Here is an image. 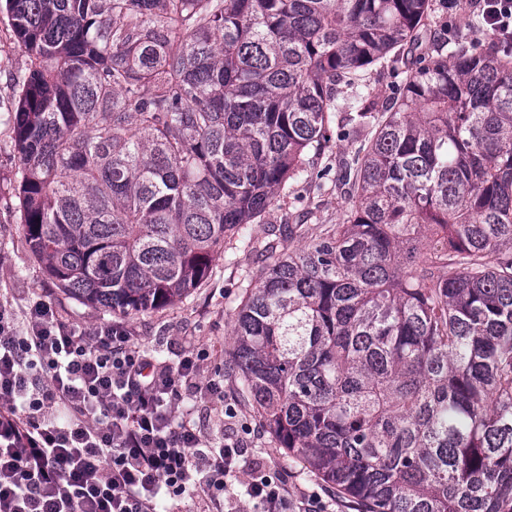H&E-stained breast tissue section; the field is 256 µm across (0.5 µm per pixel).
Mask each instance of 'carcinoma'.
<instances>
[{"instance_id":"obj_1","label":"carcinoma","mask_w":512,"mask_h":512,"mask_svg":"<svg viewBox=\"0 0 512 512\" xmlns=\"http://www.w3.org/2000/svg\"><path fill=\"white\" fill-rule=\"evenodd\" d=\"M6 9L16 209L60 288L168 307L291 198L240 278L241 400L361 512H512V53L433 0ZM299 182L343 221L305 235ZM464 3L461 11L457 14L448 15V25L456 35L467 40H480L485 38L488 34L481 30L479 27L473 25L475 14L470 9L471 1Z\"/></svg>"}]
</instances>
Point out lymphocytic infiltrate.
<instances>
[{"instance_id":"obj_1","label":"lymphocytic infiltrate","mask_w":512,"mask_h":512,"mask_svg":"<svg viewBox=\"0 0 512 512\" xmlns=\"http://www.w3.org/2000/svg\"><path fill=\"white\" fill-rule=\"evenodd\" d=\"M202 351L157 360L115 321L85 329L44 299L0 304V512H187L230 495L254 512H321L297 498L243 437L212 446L187 398L223 400Z\"/></svg>"}]
</instances>
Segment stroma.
I'll return each mask as SVG.
<instances>
[{
    "instance_id": "35a3bbf8",
    "label": "stroma",
    "mask_w": 512,
    "mask_h": 512,
    "mask_svg": "<svg viewBox=\"0 0 512 512\" xmlns=\"http://www.w3.org/2000/svg\"><path fill=\"white\" fill-rule=\"evenodd\" d=\"M24 56L14 38L6 13H0V302L24 312L31 298L43 296L65 322L93 328L111 322L104 310L84 305L65 293L46 274L42 262L31 252L15 208L18 156L14 146L9 111L15 98L11 74L22 65ZM239 268V267H238ZM237 267L216 260L214 273L206 283L181 302L159 310L127 316L125 322L139 343L154 349L159 360L175 362L181 348L191 347L208 353L204 373L223 375L228 359L231 310L237 303ZM236 410L238 430H252L254 445L260 448L271 469L288 482L294 493L320 495L326 512H358L349 499L335 493L314 473L288 458L277 447L262 424L241 402L233 378L225 377L224 400L212 404L209 417L202 419L203 434L213 443L224 439V408Z\"/></svg>"
}]
</instances>
